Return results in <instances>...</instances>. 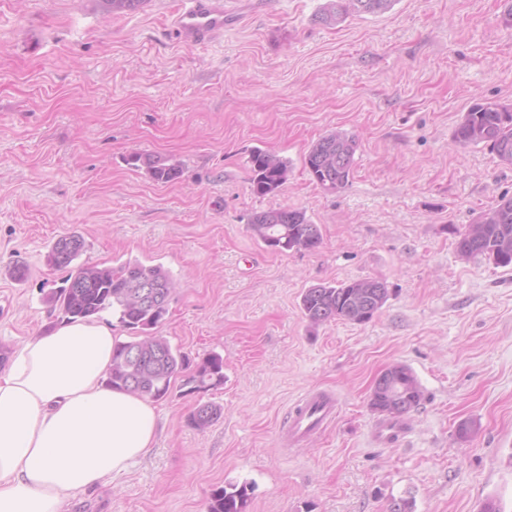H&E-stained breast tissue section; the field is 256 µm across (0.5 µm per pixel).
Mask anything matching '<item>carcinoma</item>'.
<instances>
[{"label": "carcinoma", "instance_id": "carcinoma-1", "mask_svg": "<svg viewBox=\"0 0 512 512\" xmlns=\"http://www.w3.org/2000/svg\"><path fill=\"white\" fill-rule=\"evenodd\" d=\"M106 16L135 11L144 0H95ZM396 0H325L317 18L336 25L349 15H377L389 11ZM456 144L467 147L484 144L500 163L512 166V104L484 99L473 104L455 127ZM358 140L343 131H332L313 143L304 158L312 180L327 191L344 188L354 172ZM130 164L145 169L156 182L170 183L183 175L180 165L152 154L136 153ZM251 189L258 196L275 194L288 181V163L274 154L256 148L249 156ZM251 229L268 248L285 251H314L321 244L319 225L296 208L279 207L260 211L251 217ZM477 224L457 233L456 251L465 259H487L501 267L512 265V198H502L483 214ZM84 248L82 237L69 233L56 239L47 262L67 270L63 286L51 288L44 300L59 311L67 323L94 320L105 312L117 315L125 329L142 333L144 338L116 342L105 385L123 389L142 398L160 400L171 392L172 381L187 367V356L164 336L150 333L169 312L175 285L160 265H146L129 259L117 267L78 264ZM388 288L379 279H362L339 284L319 283L305 289L301 309L310 323L331 320L364 323L371 320L387 301ZM188 393L217 388L224 384V358L207 354L188 379ZM423 390L404 365L392 366L379 374L370 395V409L395 422L416 409ZM221 417L213 404L195 407L190 423L204 429ZM249 488L245 485L220 487L210 495L207 512H245Z\"/></svg>", "mask_w": 512, "mask_h": 512}]
</instances>
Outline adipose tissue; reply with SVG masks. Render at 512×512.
Here are the masks:
<instances>
[{
    "mask_svg": "<svg viewBox=\"0 0 512 512\" xmlns=\"http://www.w3.org/2000/svg\"><path fill=\"white\" fill-rule=\"evenodd\" d=\"M114 343L78 322L16 346L0 371V512H62L152 447L153 403L102 383Z\"/></svg>",
    "mask_w": 512,
    "mask_h": 512,
    "instance_id": "1",
    "label": "adipose tissue"
}]
</instances>
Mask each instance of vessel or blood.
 <instances>
[{
	"label": "vessel or blood",
	"mask_w": 512,
	"mask_h": 512,
	"mask_svg": "<svg viewBox=\"0 0 512 512\" xmlns=\"http://www.w3.org/2000/svg\"><path fill=\"white\" fill-rule=\"evenodd\" d=\"M231 16L224 0H180L174 9L171 29L186 45H198L223 33ZM337 400L326 391H311L299 399L290 416L288 434L298 441L318 430L336 414Z\"/></svg>",
	"instance_id": "vessel-or-blood-1"
}]
</instances>
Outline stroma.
Instances as JSON below:
<instances>
[{
    "instance_id": "stroma-1",
    "label": "stroma",
    "mask_w": 512,
    "mask_h": 512,
    "mask_svg": "<svg viewBox=\"0 0 512 512\" xmlns=\"http://www.w3.org/2000/svg\"><path fill=\"white\" fill-rule=\"evenodd\" d=\"M176 2L107 17L95 0H0V353L60 324L42 297L65 273L46 254L74 232L81 262L162 265L177 289L158 334L191 362L224 358L218 388L187 395L177 376L149 453L64 512H206L244 483L248 512H479L489 495L512 512V268L456 252L512 197V167L453 141L473 103L512 102L504 0H396L335 26L314 19L323 0H224L238 22L196 46L168 26ZM334 130L359 148L329 192L304 156ZM256 148L287 161L282 191L253 194ZM134 153L184 174L155 182ZM283 206L319 225L317 250L254 236L252 215ZM365 278L389 288L370 321L305 318V288ZM394 364L424 399L382 442L369 399ZM312 390L336 394V417L288 446ZM203 403L222 416L200 431Z\"/></svg>"
}]
</instances>
